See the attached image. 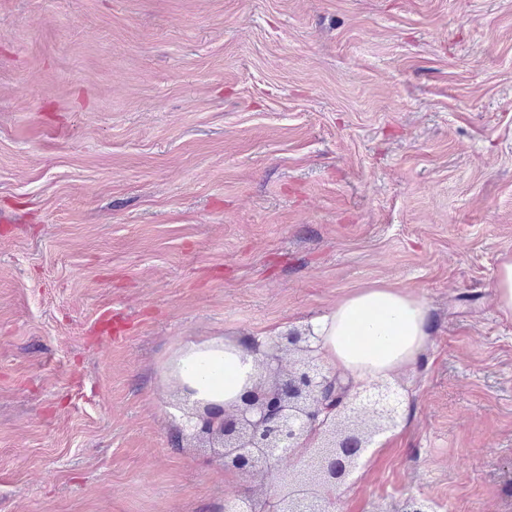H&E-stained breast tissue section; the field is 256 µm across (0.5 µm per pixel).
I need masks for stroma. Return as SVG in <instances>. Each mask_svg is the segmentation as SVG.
I'll return each instance as SVG.
<instances>
[{
  "label": "stroma",
  "instance_id": "obj_1",
  "mask_svg": "<svg viewBox=\"0 0 512 512\" xmlns=\"http://www.w3.org/2000/svg\"><path fill=\"white\" fill-rule=\"evenodd\" d=\"M504 254L512 0H0V512H222L164 362L378 281L430 333L332 512H512ZM494 276L499 309L505 317H512V259L503 260Z\"/></svg>",
  "mask_w": 512,
  "mask_h": 512
}]
</instances>
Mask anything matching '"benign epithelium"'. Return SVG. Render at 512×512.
Returning a JSON list of instances; mask_svg holds the SVG:
<instances>
[{
    "label": "benign epithelium",
    "instance_id": "obj_1",
    "mask_svg": "<svg viewBox=\"0 0 512 512\" xmlns=\"http://www.w3.org/2000/svg\"><path fill=\"white\" fill-rule=\"evenodd\" d=\"M267 344L259 380L239 401L190 413L194 423L179 433L209 443L221 469L247 483L224 512H330L331 491L362 452L401 425L404 387L376 381L350 393L321 364L306 329ZM284 457L293 460L287 470Z\"/></svg>",
    "mask_w": 512,
    "mask_h": 512
}]
</instances>
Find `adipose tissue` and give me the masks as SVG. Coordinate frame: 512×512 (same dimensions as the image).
<instances>
[{"mask_svg": "<svg viewBox=\"0 0 512 512\" xmlns=\"http://www.w3.org/2000/svg\"><path fill=\"white\" fill-rule=\"evenodd\" d=\"M310 325L327 368L368 383L391 382L423 353L430 317L416 295L376 282L345 296ZM251 343L248 336L184 342L166 361L164 376L188 404H232L257 377Z\"/></svg>", "mask_w": 512, "mask_h": 512, "instance_id": "adipose-tissue-1", "label": "adipose tissue"}]
</instances>
